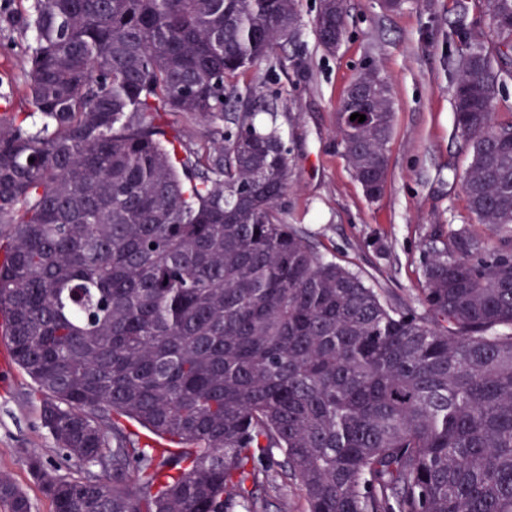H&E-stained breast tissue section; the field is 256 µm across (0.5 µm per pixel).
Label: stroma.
Wrapping results in <instances>:
<instances>
[{
    "mask_svg": "<svg viewBox=\"0 0 512 512\" xmlns=\"http://www.w3.org/2000/svg\"><path fill=\"white\" fill-rule=\"evenodd\" d=\"M451 7V0H402L388 11L381 0H346V33L329 53L314 29L316 5L299 0L297 42L273 48L238 79L278 92L275 115L259 114L256 124L277 130L291 150L285 221L311 233L324 255L359 268L398 304L417 303L421 245L434 225L476 222L462 186L468 156L454 129ZM368 66L386 75L395 112L386 187L373 203L352 178L336 135L342 97ZM42 400L19 367L0 379V476L26 491L32 512H51V504L25 464L30 450L59 464L61 474H82L43 427Z\"/></svg>",
    "mask_w": 512,
    "mask_h": 512,
    "instance_id": "1",
    "label": "stroma"
}]
</instances>
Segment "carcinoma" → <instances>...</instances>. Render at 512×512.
<instances>
[{
	"instance_id": "1",
	"label": "carcinoma",
	"mask_w": 512,
	"mask_h": 512,
	"mask_svg": "<svg viewBox=\"0 0 512 512\" xmlns=\"http://www.w3.org/2000/svg\"><path fill=\"white\" fill-rule=\"evenodd\" d=\"M480 2L448 15L454 125L469 209L500 243L467 225L426 239L419 312L283 220L290 150L237 79L292 41L298 0H33L22 107L0 99V312L42 425L83 467L28 452L53 512H269L279 478L306 512H512V0ZM345 15L320 0L325 50ZM339 110L375 202L387 78L364 70ZM170 112L214 124L210 151ZM0 504L32 509L8 477Z\"/></svg>"
}]
</instances>
